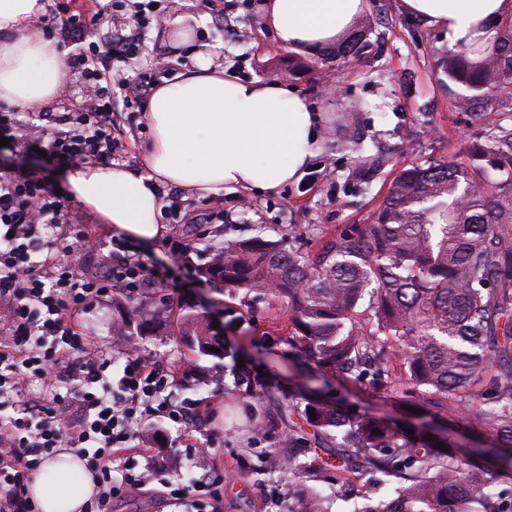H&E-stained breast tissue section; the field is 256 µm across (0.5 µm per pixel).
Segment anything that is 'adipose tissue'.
Here are the masks:
<instances>
[{"mask_svg": "<svg viewBox=\"0 0 512 512\" xmlns=\"http://www.w3.org/2000/svg\"><path fill=\"white\" fill-rule=\"evenodd\" d=\"M366 0H265L279 44L291 50L336 41ZM407 13L467 45L490 40L512 16V0H402ZM43 0H0V101L20 109L51 104L62 81L58 54L31 25ZM151 139L142 170L86 162L69 178L70 196L126 238H162L163 187L216 193L235 187L273 190L297 180L313 155L320 117L297 89L225 74L215 46L156 84L144 112ZM41 512H81L94 492L82 461L62 452L29 481Z\"/></svg>", "mask_w": 512, "mask_h": 512, "instance_id": "1", "label": "adipose tissue"}]
</instances>
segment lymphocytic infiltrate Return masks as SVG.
<instances>
[{"mask_svg":"<svg viewBox=\"0 0 512 512\" xmlns=\"http://www.w3.org/2000/svg\"><path fill=\"white\" fill-rule=\"evenodd\" d=\"M135 11L124 42L111 56L73 54L69 69L111 82L114 63L134 65L140 33L155 21V0H132ZM148 81H129L120 95L104 92L83 116L30 113L0 104V139L45 150L46 174L27 170L0 175V512H39L29 493L32 471L68 450L94 475L84 512H112L113 502L145 487L149 472H134L120 451L157 418L187 422L193 406L173 392L163 364L127 356L120 377L111 353L91 344L75 323L96 298L113 288H135L158 274L140 260L121 256L105 272L77 274L65 254L83 249V230L63 229L64 198L48 174L81 161L121 160L112 114L142 104Z\"/></svg>","mask_w":512,"mask_h":512,"instance_id":"f902f5d3","label":"lymphocytic infiltrate"}]
</instances>
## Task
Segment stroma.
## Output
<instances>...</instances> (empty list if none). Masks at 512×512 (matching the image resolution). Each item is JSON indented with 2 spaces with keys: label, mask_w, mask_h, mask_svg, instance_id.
I'll list each match as a JSON object with an SVG mask.
<instances>
[{
  "label": "stroma",
  "mask_w": 512,
  "mask_h": 512,
  "mask_svg": "<svg viewBox=\"0 0 512 512\" xmlns=\"http://www.w3.org/2000/svg\"><path fill=\"white\" fill-rule=\"evenodd\" d=\"M262 3L160 0L166 20L195 18L192 41H174L164 23L143 32L138 76L157 79L177 72L197 45L209 43L218 46L227 72L238 78L295 86L321 112L322 124L300 180L275 191L227 189L189 196L167 189L164 237L154 244H129L136 258L168 272L165 294L201 300L218 314L224 358L195 359L179 339L166 334L136 346L129 337L115 335L112 317L114 302L123 294L119 288L76 315L82 330L111 353L113 372H120L132 353L161 361L174 372L179 396L201 412L187 429L167 419L145 428L137 461H159L165 468L159 480L116 500L112 512H177L162 497V481L203 472L218 481L221 512H288L280 477L290 458L308 468L302 491L333 498L334 512H352L354 505L389 495L397 478L375 476L361 467L344 470L331 449L317 447V431L304 417V397H330L343 410L406 426L417 424V414L407 411L406 399L394 392L372 390L350 377L313 373L289 342L287 304L204 277L208 246L216 239L278 240L293 227L298 232L293 247L315 256L336 234L370 222L402 168L459 159L467 141L512 128L510 113L490 108L476 119L456 109L455 87L437 77V62L449 51L446 33L403 11L400 0H367L368 45L354 62L323 47L302 54L282 47L265 22ZM130 28L129 13L115 11L103 30L55 51L62 58L89 49L105 53ZM112 132L124 145L125 166L138 167L150 139L141 112L114 113ZM62 220L80 225L104 247L96 255L70 254L71 264L88 274L103 272L105 247L115 232L70 199ZM187 362L195 376L183 374ZM188 433L195 442L212 443L211 453L187 451ZM292 434L305 439V446L289 447Z\"/></svg>",
  "instance_id": "obj_1"
}]
</instances>
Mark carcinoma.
Masks as SVG:
<instances>
[{
  "instance_id": "cac0c4a2",
  "label": "carcinoma",
  "mask_w": 512,
  "mask_h": 512,
  "mask_svg": "<svg viewBox=\"0 0 512 512\" xmlns=\"http://www.w3.org/2000/svg\"><path fill=\"white\" fill-rule=\"evenodd\" d=\"M486 47L444 55L438 70L462 89L463 112L512 111V18ZM360 36L338 42L356 59ZM208 266L230 288L267 291L288 302L292 344L317 368L395 392L433 412H467L468 428L512 459V132L475 140L460 160L400 171L371 223L329 240L313 259L264 238L210 250ZM133 341L163 328L198 358H220L213 325L191 304L129 295L115 321ZM307 421L329 437L336 458L365 455L368 467L401 480L393 496L355 512H512L491 490L487 463L444 440L349 416L312 400ZM379 433H374V430ZM445 449H439L440 445ZM289 512H330L327 499L295 493Z\"/></svg>"
}]
</instances>
